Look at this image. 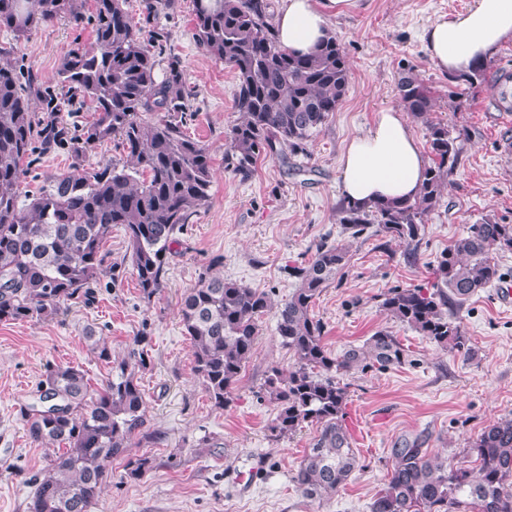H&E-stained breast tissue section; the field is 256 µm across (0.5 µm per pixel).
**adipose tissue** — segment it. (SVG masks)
Here are the masks:
<instances>
[{"label":"adipose tissue","instance_id":"ef3b65f1","mask_svg":"<svg viewBox=\"0 0 512 512\" xmlns=\"http://www.w3.org/2000/svg\"><path fill=\"white\" fill-rule=\"evenodd\" d=\"M358 0H283L275 18L281 44L306 54L324 39L328 18L356 8ZM429 59L443 74L462 78L512 41V0H473L467 9L438 16L422 33ZM428 162L405 112L375 113L367 131L346 143L339 193L359 206L377 199L415 198Z\"/></svg>","mask_w":512,"mask_h":512}]
</instances>
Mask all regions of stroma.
<instances>
[{"label": "stroma", "mask_w": 512, "mask_h": 512, "mask_svg": "<svg viewBox=\"0 0 512 512\" xmlns=\"http://www.w3.org/2000/svg\"><path fill=\"white\" fill-rule=\"evenodd\" d=\"M472 0H361L357 11L328 20L350 66L348 91L313 138L307 153L288 159H259L247 178L224 165V134L235 123L234 70L200 48L194 36V0L147 13L146 0H127L135 22L157 33L158 71L169 57L183 69L193 115L185 134L209 150L213 182L209 200L185 225L168 254L165 284L144 300L128 258L121 228L107 239V272L89 300L65 304L54 318L0 322V512H28L32 482L42 476L53 445L30 438L24 408L38 397L48 367L84 370L91 387L112 377V364L127 358L135 337H145L147 366L138 378L146 400L144 432L151 442L132 451L153 459L143 478H126L116 460L90 512H371L405 444L449 467H473V439L488 425L512 417V306L501 300L512 289V250L495 259L500 281L455 308L469 353L442 349L409 326L391 320L381 304L389 289L430 293L443 253L470 225L490 219L512 224V161L500 143L507 131L498 121L504 102L494 92L512 81V41L486 65L485 81L469 87L440 73L420 35L437 16L466 9ZM94 0H78L82 22L65 16L14 38L0 29V47L34 87L59 97L68 92L57 79L61 58L94 41L86 18ZM412 71L431 88L430 118L458 134L459 156L450 183L425 218L416 247L386 242L377 226L351 238L339 222V158L346 141L365 131L375 112L399 107L397 81ZM459 92L449 102V92ZM69 97V96H68ZM69 148L36 155L20 186L38 191L47 176L71 170ZM346 244L349 261L312 308L324 325V343L339 355L363 346L377 330L397 336L402 363L386 369H355L343 375L347 399L343 425L359 465L348 480L319 499L303 496L294 476L317 434L303 425L274 439L269 427L277 410L264 396L270 367L290 370L294 359L276 333L274 315L263 318L255 351L227 406L216 407L193 372L190 341L180 318L184 294L201 276L272 292L274 301L298 287L288 268L308 261L319 244ZM112 352L98 358L95 341Z\"/></svg>", "instance_id": "1"}]
</instances>
